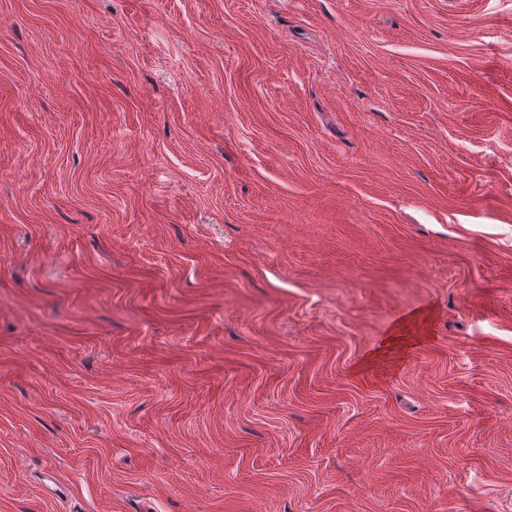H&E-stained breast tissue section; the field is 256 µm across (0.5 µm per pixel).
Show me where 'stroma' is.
Segmentation results:
<instances>
[{"mask_svg":"<svg viewBox=\"0 0 512 512\" xmlns=\"http://www.w3.org/2000/svg\"><path fill=\"white\" fill-rule=\"evenodd\" d=\"M0 512H512V0H0Z\"/></svg>","mask_w":512,"mask_h":512,"instance_id":"35a3bbf8","label":"stroma"}]
</instances>
